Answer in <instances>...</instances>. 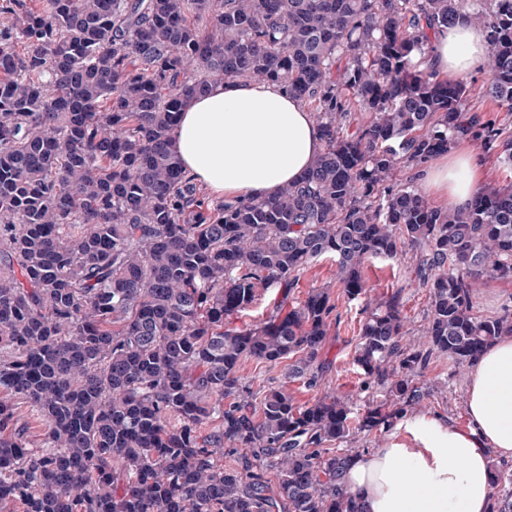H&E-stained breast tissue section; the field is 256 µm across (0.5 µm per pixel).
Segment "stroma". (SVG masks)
Returning a JSON list of instances; mask_svg holds the SVG:
<instances>
[{
    "mask_svg": "<svg viewBox=\"0 0 512 512\" xmlns=\"http://www.w3.org/2000/svg\"><path fill=\"white\" fill-rule=\"evenodd\" d=\"M363 276L374 296L382 298L400 293L404 314L413 329H420L427 308V291L417 286L408 257L372 259L365 265ZM321 287L331 288L338 318L332 321L323 348V369L317 386L310 388L302 380L289 378L287 362L268 364L248 360L240 366L239 375L255 394L283 385L301 404L331 391L358 397L361 377L352 360L360 315L357 302L348 300L338 282L335 262L328 258L313 262L301 274L297 288L286 298L295 304L303 301L310 289ZM473 290L480 315L496 317L512 312V283L483 278L475 282ZM468 375V370L457 369L448 359L433 360L420 377L421 384L429 387L430 395L419 405V412L437 413L456 426H467L464 397Z\"/></svg>",
    "mask_w": 512,
    "mask_h": 512,
    "instance_id": "obj_1",
    "label": "stroma"
}]
</instances>
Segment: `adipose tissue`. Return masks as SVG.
<instances>
[{"instance_id":"ef3b65f1","label":"adipose tissue","mask_w":512,"mask_h":512,"mask_svg":"<svg viewBox=\"0 0 512 512\" xmlns=\"http://www.w3.org/2000/svg\"><path fill=\"white\" fill-rule=\"evenodd\" d=\"M483 29L464 23L436 32L424 67L452 77L483 68ZM317 122L273 82L228 79L180 113L173 149L196 182L231 202L266 198L298 180L323 150ZM478 164L464 150L423 169L422 190L449 208L477 189ZM467 427L438 415L399 421L388 446L351 459L342 479L366 512H490L491 455L512 460V336L489 347L471 368Z\"/></svg>"}]
</instances>
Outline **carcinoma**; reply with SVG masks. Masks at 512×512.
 <instances>
[{
  "instance_id": "obj_1",
  "label": "carcinoma",
  "mask_w": 512,
  "mask_h": 512,
  "mask_svg": "<svg viewBox=\"0 0 512 512\" xmlns=\"http://www.w3.org/2000/svg\"><path fill=\"white\" fill-rule=\"evenodd\" d=\"M460 19L486 32V96L512 112V0H0V512H364L344 444L428 397L434 357L469 366L512 335L473 295L512 283V184L442 209L396 178L461 138L512 165V126L420 68ZM224 79L313 108L324 151L271 197L213 202L171 148ZM403 252L428 290L419 341L400 295L378 302L363 277ZM321 257L363 302L354 364L384 397L360 413L280 386L256 405L246 360L293 358L288 376L317 384L336 305L288 295ZM260 287L281 304L225 327ZM491 485L492 512H512V469ZM15 403L20 422L28 427L29 439L38 445L44 438L45 427L43 422L31 411V408L24 400L15 399Z\"/></svg>"
}]
</instances>
